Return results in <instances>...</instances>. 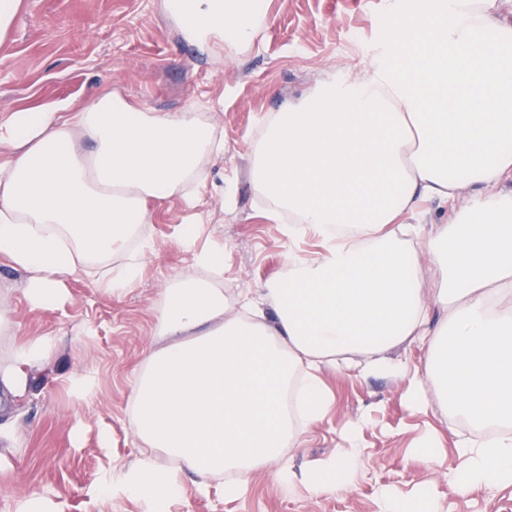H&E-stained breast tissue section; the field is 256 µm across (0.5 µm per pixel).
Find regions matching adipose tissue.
I'll return each instance as SVG.
<instances>
[{
	"label": "adipose tissue",
	"instance_id": "ef3b65f1",
	"mask_svg": "<svg viewBox=\"0 0 512 512\" xmlns=\"http://www.w3.org/2000/svg\"><path fill=\"white\" fill-rule=\"evenodd\" d=\"M499 0H394L385 47L356 79L325 76L267 115L250 144L254 195L289 240L315 239L311 257L262 282L228 314L224 249H196L156 310L160 347L132 389L135 463L106 472L98 497L124 496L169 512L185 473L244 491L302 427L334 400L331 370L407 378L403 398L437 403L469 434L454 442L453 489L512 487V22ZM200 52L250 49L267 0H163ZM224 142L195 106L157 112L115 92L0 119V263L24 272L31 308L55 310L69 280L94 277L120 295L143 264L132 246L152 223L150 202L194 207L205 162ZM445 208L417 224L422 201ZM428 256L419 274L411 248ZM416 344L418 364L388 358ZM56 341L39 336L0 362V392L27 399ZM291 406H284V394ZM350 454L278 481L313 494L355 479ZM379 512H440L434 488H383Z\"/></svg>",
	"mask_w": 512,
	"mask_h": 512
}]
</instances>
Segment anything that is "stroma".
<instances>
[{
    "instance_id": "35a3bbf8",
    "label": "stroma",
    "mask_w": 512,
    "mask_h": 512,
    "mask_svg": "<svg viewBox=\"0 0 512 512\" xmlns=\"http://www.w3.org/2000/svg\"><path fill=\"white\" fill-rule=\"evenodd\" d=\"M391 0H270L269 18L242 54H202L177 33L161 0H23L0 42V115L31 107L51 108L68 99L91 101L103 90L120 93L159 112L197 104L224 139V153L207 163L197 209L173 200L152 204L142 277L122 295H106L92 279L67 284L62 309L34 310L22 294L23 272L0 266V289H10L13 333L0 335V356L34 336H52L57 349L38 372V383L16 415V448L0 452V512L32 491L62 503L65 512H141L116 496L95 500L90 488L106 469H120L138 455L133 437L132 386L149 349L159 347L154 309L175 272L189 271L192 256L179 230L192 213L202 223L197 247L224 248V295L235 301L261 280L283 271L288 253L312 255L315 240H288L250 184L249 144L264 116L297 98L330 72L360 73L383 45ZM236 184L233 207L224 204L227 181ZM72 372L97 380L90 402L73 400L62 381ZM335 403L326 419L304 431L284 455L295 469L345 447L344 432L368 420L356 450L351 486L332 494L304 487L285 492L277 464L257 472L241 496L225 500L217 483L200 491L188 475L172 512H377L383 486L436 485L443 512H512V488L459 494L448 486L456 464L453 431L439 407L414 412L402 396L406 379L328 374ZM443 433L441 459L425 462L413 450L428 427ZM111 448L100 445L102 430Z\"/></svg>"
}]
</instances>
